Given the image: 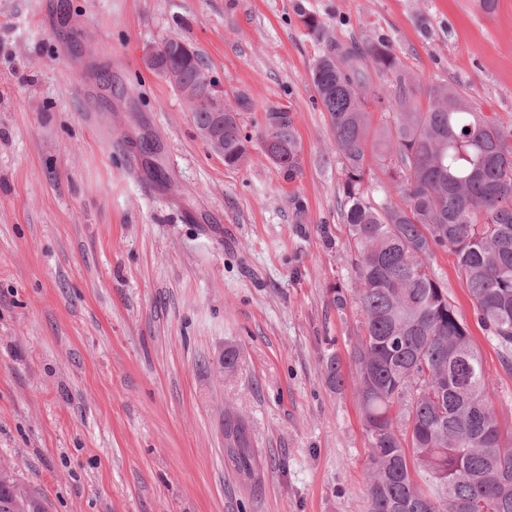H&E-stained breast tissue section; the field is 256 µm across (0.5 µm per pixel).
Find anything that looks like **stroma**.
Segmentation results:
<instances>
[{
    "label": "stroma",
    "instance_id": "obj_1",
    "mask_svg": "<svg viewBox=\"0 0 512 512\" xmlns=\"http://www.w3.org/2000/svg\"><path fill=\"white\" fill-rule=\"evenodd\" d=\"M306 14L343 42L390 41L424 84L512 128V0H0V461L49 512H365L362 315L332 302L357 276ZM172 36L251 99L241 167L145 67ZM271 105L299 134L291 182L260 149ZM432 265L512 437V367L453 252ZM228 414L250 429L256 484L224 467Z\"/></svg>",
    "mask_w": 512,
    "mask_h": 512
}]
</instances>
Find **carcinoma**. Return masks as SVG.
<instances>
[{
    "label": "carcinoma",
    "mask_w": 512,
    "mask_h": 512,
    "mask_svg": "<svg viewBox=\"0 0 512 512\" xmlns=\"http://www.w3.org/2000/svg\"><path fill=\"white\" fill-rule=\"evenodd\" d=\"M325 42L312 84L328 113L343 179L344 217L357 249L354 301L363 315L349 355L369 454L367 512H512V439H504L491 382L470 329L430 265L456 257L477 322L512 352V129L446 84L422 88L389 43H340L307 16ZM149 70L178 75L194 123L224 120V166L249 159L243 115L253 104L198 107L214 81L185 41L169 38ZM390 82L375 87L373 76ZM425 94L427 108L420 107ZM392 123L370 134V109ZM262 151L288 181L302 174L289 107L262 114ZM469 132H464V129ZM376 166L401 202L375 201ZM224 466L253 481L259 461L247 425L224 417ZM0 512H47L42 497L0 466Z\"/></svg>",
    "instance_id": "carcinoma-1"
}]
</instances>
